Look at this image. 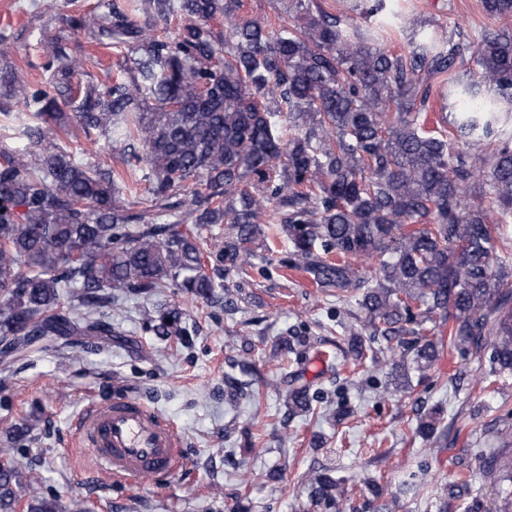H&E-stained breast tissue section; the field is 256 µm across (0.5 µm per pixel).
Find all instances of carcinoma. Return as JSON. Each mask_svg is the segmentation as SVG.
Here are the masks:
<instances>
[{
    "label": "carcinoma",
    "instance_id": "1",
    "mask_svg": "<svg viewBox=\"0 0 512 512\" xmlns=\"http://www.w3.org/2000/svg\"><path fill=\"white\" fill-rule=\"evenodd\" d=\"M384 4L358 0L331 17L288 0L297 24L276 28L240 17L238 0H144L143 22L112 0L109 22L79 8L68 22L127 45L128 80L75 83L83 62L61 49L48 85L0 71L37 119L24 129L36 160L0 149V368L73 335L76 311L84 335H112L100 309L114 291L217 302L222 284L205 265L227 279L271 262L253 244L275 224L287 263L316 287L355 299L386 340L414 337L417 370L448 346L512 374V0H482L501 23L493 33L465 43L414 28L405 53L360 23ZM467 60L475 69L452 82L469 108L428 128L432 81ZM66 119L120 132L124 174L76 160L51 127ZM126 176L145 184L128 207ZM186 204L194 228L156 224ZM216 225L205 253L199 230ZM360 258L375 262L373 276H360ZM364 356L362 333H351L346 360ZM287 399L292 415L312 410L304 388ZM27 465L0 463V512H15L13 481ZM306 489L323 512H344L343 481L328 470L310 472ZM27 509L57 512L34 487Z\"/></svg>",
    "mask_w": 512,
    "mask_h": 512
}]
</instances>
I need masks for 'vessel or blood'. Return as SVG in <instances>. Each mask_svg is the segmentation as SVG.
Listing matches in <instances>:
<instances>
[{
    "mask_svg": "<svg viewBox=\"0 0 512 512\" xmlns=\"http://www.w3.org/2000/svg\"><path fill=\"white\" fill-rule=\"evenodd\" d=\"M75 431L78 444L91 451L100 474L138 480L166 476L177 467V430L139 399L118 394L106 402H89Z\"/></svg>",
    "mask_w": 512,
    "mask_h": 512,
    "instance_id": "obj_1",
    "label": "vessel or blood"
}]
</instances>
